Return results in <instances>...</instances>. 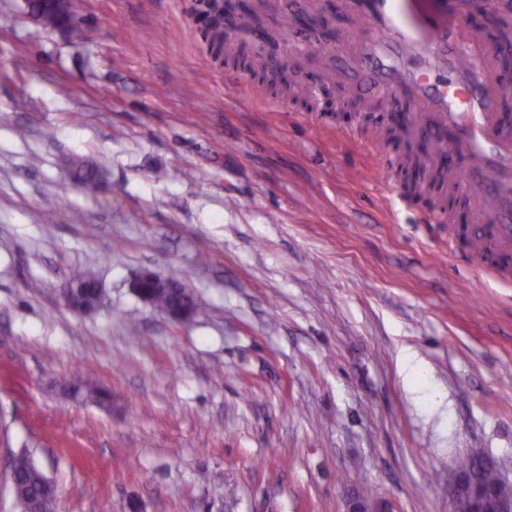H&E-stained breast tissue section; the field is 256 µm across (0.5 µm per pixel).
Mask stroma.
Instances as JSON below:
<instances>
[{"label":"stroma","instance_id":"stroma-1","mask_svg":"<svg viewBox=\"0 0 512 512\" xmlns=\"http://www.w3.org/2000/svg\"><path fill=\"white\" fill-rule=\"evenodd\" d=\"M71 14L82 42L0 0V512L21 450L56 512H343L353 489L451 512L470 453L512 482V283L454 246L464 198L408 204L396 147H364L386 113L271 95L185 0ZM146 270L189 322L137 296ZM78 271L89 314L62 294Z\"/></svg>","mask_w":512,"mask_h":512}]
</instances>
